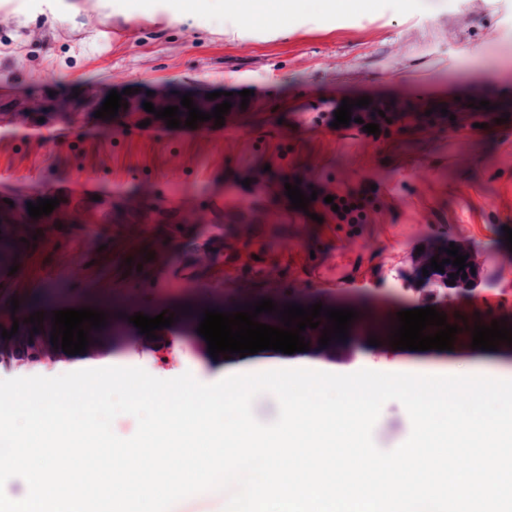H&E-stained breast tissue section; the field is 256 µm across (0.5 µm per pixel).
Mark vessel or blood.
Masks as SVG:
<instances>
[{
    "mask_svg": "<svg viewBox=\"0 0 512 512\" xmlns=\"http://www.w3.org/2000/svg\"><path fill=\"white\" fill-rule=\"evenodd\" d=\"M200 229L206 236L223 238L224 259L218 263L210 258L204 259L192 266V273L200 274L214 268L225 284L248 275L260 276L270 283L283 281L285 270L279 263L265 256L256 225L235 224L228 228L206 220L201 222ZM296 277L302 283L332 290L354 285L358 280V272L349 251L342 249L325 253L308 262L297 272Z\"/></svg>",
    "mask_w": 512,
    "mask_h": 512,
    "instance_id": "obj_1",
    "label": "vessel or blood"
}]
</instances>
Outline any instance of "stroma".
Masks as SVG:
<instances>
[{"instance_id":"obj_1","label":"stroma","mask_w":512,"mask_h":512,"mask_svg":"<svg viewBox=\"0 0 512 512\" xmlns=\"http://www.w3.org/2000/svg\"><path fill=\"white\" fill-rule=\"evenodd\" d=\"M65 2L69 12L55 18L27 0H0L1 94H58L90 81L141 92L186 83L229 92L236 131L211 124L175 138L144 135L136 125L89 124L75 133L61 123L48 157L34 127H0V198L48 185L112 202V221L100 225L99 247L89 252L78 246L82 225L0 222V266L17 269L0 283V305L15 299L31 313L98 309L112 330L88 346L86 358L108 357L160 379L188 372L210 384L217 370L269 371L277 358L266 350L213 358L197 332L204 308L232 311L265 298L351 308L381 321L428 304L443 314L465 310L467 298L428 303L396 276L415 247L454 242L482 261L483 324L502 319L512 327V274L502 271L512 260L504 234L512 228V60L502 57L512 45V0H356L345 12L306 0L301 11L244 39L224 35L218 19L202 26L128 10L126 0ZM245 89L252 92L246 102ZM363 97L369 105L354 112L379 134L298 121L312 107L328 112ZM474 99L489 108H472ZM295 178L318 195L303 210L286 195L285 181ZM346 189L368 193L371 206L366 223L341 243L328 233L333 219L319 200ZM129 196L164 218L144 221L125 205ZM207 213L218 224L258 218L263 247L285 268V280L273 286L247 277L221 288L209 274L191 287L149 283L154 268L188 269L184 245L197 235L189 218ZM300 224L308 227L302 239ZM341 244L376 256L357 286L333 292L296 279L306 255ZM164 311L176 320L153 340L128 321ZM160 343L174 350L164 368L156 362ZM338 355L347 364L385 357L398 373L460 361L512 367L504 342L494 351L467 341L449 351H409L369 345L364 334L340 349L311 346L298 365Z\"/></svg>"}]
</instances>
